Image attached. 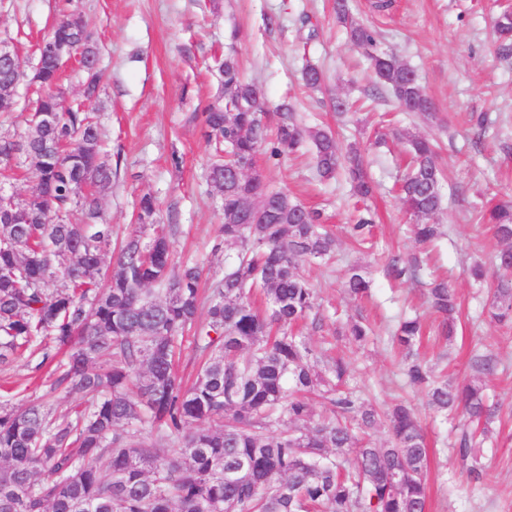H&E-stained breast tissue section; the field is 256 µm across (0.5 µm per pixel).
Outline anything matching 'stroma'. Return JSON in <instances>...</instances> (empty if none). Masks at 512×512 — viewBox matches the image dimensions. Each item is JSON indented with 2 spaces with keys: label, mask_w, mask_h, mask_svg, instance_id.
<instances>
[{
  "label": "stroma",
  "mask_w": 512,
  "mask_h": 512,
  "mask_svg": "<svg viewBox=\"0 0 512 512\" xmlns=\"http://www.w3.org/2000/svg\"><path fill=\"white\" fill-rule=\"evenodd\" d=\"M86 20L100 38L104 91L90 103L104 130L103 147L119 158L120 170L102 206L118 237L138 234L133 219L138 196L152 192L160 223L171 231L177 261L200 263L203 287L224 274L231 245L220 242L223 213L206 180L209 148L192 113L213 101L218 87L209 71L215 57L235 47L245 81L258 84L268 112L289 102L305 126L331 130L341 144L365 150L377 186L371 207L372 243H351L346 227L354 200L344 174L320 179L311 148L284 155L277 162L259 160L267 182L287 191L303 206L319 210L322 222L339 239L336 258L327 264L306 263L303 275L320 305V324L308 326L313 348L347 353L348 383L380 408L403 401L421 419L430 448L428 512H512V328L487 313L488 284L476 283L469 267L482 263L492 279L512 278V269L494 259L498 244L479 223L482 206L512 200V56L493 46L498 14L512 0H392L385 12L372 0H351L354 16L375 30L380 50L395 54L416 71L424 92L438 112L434 122L396 111L389 92L378 89L364 52L353 47L334 16V0H85ZM55 0H0V39L16 37L24 65L34 61L35 41L55 20ZM324 74L321 90L302 85L305 63ZM359 98L364 108L336 114V98ZM493 119L489 128L479 116ZM437 141L444 168L442 208L435 223L445 235L420 252L417 278L387 277L391 255L416 251L393 190L404 169L408 136ZM180 166H173V158ZM372 282L363 301H352L344 282L352 268ZM447 276L460 303L457 338L452 344L430 340L422 357L446 354L448 378L461 382L476 376L480 356L493 355L496 371L487 393L498 406L493 435L481 448L480 475L461 464L459 421L434 414L423 391L406 385L405 354L388 336L401 315L426 322L425 284L430 273ZM363 317L372 329L368 341L352 346L338 338L336 319ZM35 358L19 356L0 369V401L15 408L39 402L56 376L35 370Z\"/></svg>",
  "instance_id": "stroma-1"
}]
</instances>
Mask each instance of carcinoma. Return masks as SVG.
I'll list each match as a JSON object with an SVG mask.
<instances>
[{
  "label": "carcinoma",
  "mask_w": 512,
  "mask_h": 512,
  "mask_svg": "<svg viewBox=\"0 0 512 512\" xmlns=\"http://www.w3.org/2000/svg\"><path fill=\"white\" fill-rule=\"evenodd\" d=\"M335 14L399 111L435 116L414 69L376 49L374 31L347 0H336ZM496 32L498 51L508 53L512 12L499 15ZM60 42L78 57L79 99L67 100L61 88L64 60L53 50ZM35 55L29 73L16 52L0 59V112L29 113L24 129L0 130V182L22 167L36 174L23 199L0 185V367L48 338L36 368L55 364L54 390L85 407L61 417L48 402L18 410L0 405V512H426L429 448L413 409L397 403L379 410L346 388L348 358L326 362L294 332L310 316L321 321L299 265L331 257L337 239L319 224V212L270 187L257 169L259 155L278 159L309 140L317 174L346 171L365 201L374 186L362 149H344L332 133L301 126L286 102L269 129L262 91L242 79L236 55L226 54L216 68L218 97L191 121L214 146L207 180L223 210L222 242L237 251L224 257V277L203 298L200 267L175 266L168 238L146 234L157 223L151 194L138 202L141 234L112 241L101 196L116 171L86 107L99 95L102 74L83 0H58L52 30ZM302 79L312 91L324 81L313 64ZM22 83L30 96L21 107ZM409 142L399 201L413 220L414 242L425 248L444 235L443 225L430 222L441 207L442 168L431 141ZM372 223L359 213L349 226L352 241H367ZM483 223L501 244L497 264L512 268V202L485 209ZM109 269L103 280L93 278ZM421 269L416 254L387 265L395 279ZM369 288L351 269L347 294L361 299ZM428 293L441 335L451 342L456 291L434 275ZM488 313L512 322V279L494 286ZM423 331L419 318L405 317L390 340L410 354ZM369 333L359 319L343 327L352 344ZM186 341L201 358L190 386L176 369ZM403 375L425 391L429 409L462 413L471 430L461 452L472 458L470 473L479 474L474 439L489 438L495 418L483 380L451 382L418 358ZM317 398L326 407L321 417ZM380 428L387 445L374 448L370 436ZM164 445L172 453H160ZM240 467L239 476H226Z\"/></svg>",
  "instance_id": "1"
}]
</instances>
